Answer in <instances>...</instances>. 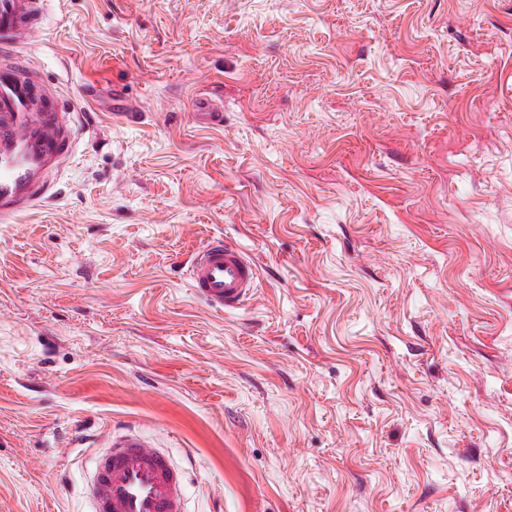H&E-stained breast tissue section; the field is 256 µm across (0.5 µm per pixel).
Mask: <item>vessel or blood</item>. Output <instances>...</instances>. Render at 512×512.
<instances>
[{
    "label": "vessel or blood",
    "instance_id": "vessel-or-blood-1",
    "mask_svg": "<svg viewBox=\"0 0 512 512\" xmlns=\"http://www.w3.org/2000/svg\"><path fill=\"white\" fill-rule=\"evenodd\" d=\"M46 0H0V220L43 198L45 174L74 148L73 130L60 125L62 100L37 94L16 44L39 34ZM197 298L220 310L240 308L257 286V269L243 251L215 239L187 267ZM186 472L165 451L128 427L109 435L94 457L90 512H186Z\"/></svg>",
    "mask_w": 512,
    "mask_h": 512
}]
</instances>
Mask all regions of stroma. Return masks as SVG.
<instances>
[{"instance_id":"stroma-1","label":"stroma","mask_w":512,"mask_h":512,"mask_svg":"<svg viewBox=\"0 0 512 512\" xmlns=\"http://www.w3.org/2000/svg\"><path fill=\"white\" fill-rule=\"evenodd\" d=\"M20 50L89 116L0 222V512H89L127 426L188 512H512V0H51ZM197 298L222 311L240 308L257 286V269L243 251L214 239L202 247L187 267Z\"/></svg>"}]
</instances>
